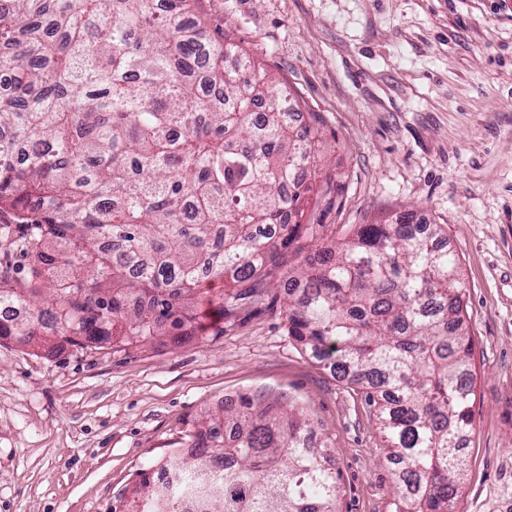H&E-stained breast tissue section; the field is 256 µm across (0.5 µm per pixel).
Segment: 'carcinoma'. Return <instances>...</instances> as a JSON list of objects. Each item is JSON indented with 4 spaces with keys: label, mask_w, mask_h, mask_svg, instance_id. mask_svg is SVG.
<instances>
[{
    "label": "carcinoma",
    "mask_w": 512,
    "mask_h": 512,
    "mask_svg": "<svg viewBox=\"0 0 512 512\" xmlns=\"http://www.w3.org/2000/svg\"><path fill=\"white\" fill-rule=\"evenodd\" d=\"M200 0H0V212L29 278L0 275V340L118 353L196 336L201 286L229 317L266 297L301 238L318 130L297 129L262 63L213 38ZM229 98L227 110L210 99ZM440 224H361L283 284L288 335L364 384L386 435L393 512H455L471 432L472 339ZM298 413L249 396L189 436L180 479L131 512H336V473Z\"/></svg>",
    "instance_id": "1"
}]
</instances>
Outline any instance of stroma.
Here are the masks:
<instances>
[{"label": "stroma", "instance_id": "1", "mask_svg": "<svg viewBox=\"0 0 512 512\" xmlns=\"http://www.w3.org/2000/svg\"><path fill=\"white\" fill-rule=\"evenodd\" d=\"M213 37L313 113L307 216L336 241L411 212L460 263L476 395L457 512H512V0H202ZM283 291L182 344L116 354L0 342V512H122L207 412L264 396L332 449L336 512H390L362 388L288 334Z\"/></svg>", "mask_w": 512, "mask_h": 512}]
</instances>
